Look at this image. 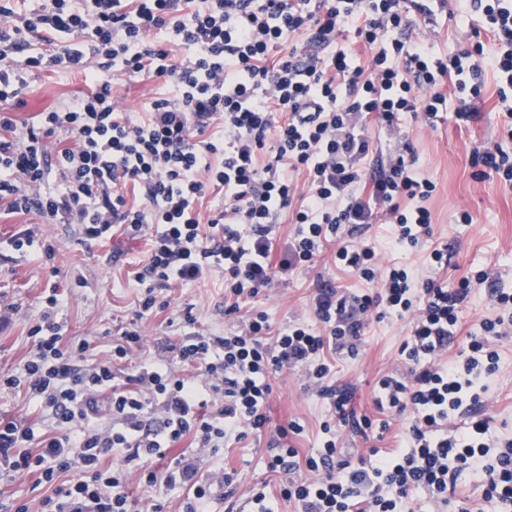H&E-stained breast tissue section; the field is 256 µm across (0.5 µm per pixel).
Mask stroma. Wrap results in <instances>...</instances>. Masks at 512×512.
Wrapping results in <instances>:
<instances>
[{"label":"stroma","mask_w":512,"mask_h":512,"mask_svg":"<svg viewBox=\"0 0 512 512\" xmlns=\"http://www.w3.org/2000/svg\"><path fill=\"white\" fill-rule=\"evenodd\" d=\"M486 90L478 109L477 122L464 125L447 119L437 128H429L412 115H404L394 133H381L382 148L394 142H410L418 170L433 180L436 190L426 202L432 217L429 246L402 250L394 245L392 225L376 223L367 236L376 252L377 263L387 267L400 263L437 281L455 286L469 271L491 270L506 287L512 288V190L473 176L470 151L480 142L495 138L499 116L495 109V81L486 77ZM86 85L80 76L65 73H36L20 96L16 108L22 120H34L39 113L62 106L82 94ZM166 91L153 80H124L115 92L119 110L145 111L151 98ZM468 212L470 223L456 221L459 212ZM24 223L19 219L0 221V368L17 367L31 348L28 330L37 317L45 288L57 286L65 298L58 319L69 336H87L94 342V357L104 356L112 346L119 328L138 323L144 334L143 356L152 357L158 344L176 341L182 334V314L191 309L195 328L200 332L222 334L231 323L224 315V280L214 275L202 284L173 285L156 289L158 308L145 319H137L139 285L135 274L146 261L147 238H129L115 233L104 244L81 242L74 224H47L46 236L60 241L61 248L53 266L43 264L37 251L19 254L6 241ZM448 248L447 267L432 270L430 249ZM335 243H326L313 266L288 275L276 288L260 295L256 303L266 311L274 326L309 315L318 283L338 290L358 291L366 284L348 270L337 267ZM408 324L395 318L370 320L359 356L336 366L337 384H354V402L360 412L376 417L373 389L378 376L400 368L399 348L406 339ZM502 367L491 382L486 413L494 419L495 430L512 436V338L500 344ZM272 424L299 420L304 431L293 444L301 453L318 447L320 425L330 417L325 400L304 388L299 376L279 377L274 396L267 408ZM264 444L248 438L226 454L208 458L203 473L232 468L246 481L265 478Z\"/></svg>","instance_id":"obj_1"}]
</instances>
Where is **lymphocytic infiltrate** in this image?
Returning a JSON list of instances; mask_svg holds the SVG:
<instances>
[{"label": "lymphocytic infiltrate", "mask_w": 512, "mask_h": 512, "mask_svg": "<svg viewBox=\"0 0 512 512\" xmlns=\"http://www.w3.org/2000/svg\"><path fill=\"white\" fill-rule=\"evenodd\" d=\"M0 0V212L78 225L98 243L123 229L150 241L137 272L149 313L167 283L224 278V313L239 312L310 266L336 241V262L374 293L318 286L314 322L273 327L252 311L223 335L187 334L161 344L155 360L126 369L142 348L137 328L121 332L106 357L67 337L56 289L29 328L32 346L0 393L38 398L44 416H0V467L48 488L39 512H165L186 490L181 512H512V437L495 435L485 396L500 370L497 341L512 335V289L489 270L448 287L404 267L380 273L372 247L354 244L377 213L395 242L419 248L431 237L427 199L410 144L378 168L373 128L404 114L436 127L444 112L476 120L485 73L496 80L497 138L475 146V177L512 189V0H40L19 12ZM477 15L472 48L436 55L415 18ZM165 41H155V34ZM82 75L88 87L62 107L18 121L15 102L35 72ZM154 78L170 90L146 115L116 111L119 80ZM456 108H449V99ZM303 174L306 191L291 179ZM138 191L128 200L125 189ZM224 194L217 214L207 198ZM291 210L296 235L276 244L274 224ZM486 286L490 313L463 330L472 285ZM409 319L400 347L405 370L381 375L379 413H410L396 448L346 449L367 437L355 389L337 385L336 362L355 358L370 314ZM456 355H449V348ZM300 374L326 399L320 448L300 455L297 421L270 427L275 376ZM267 435L265 467L278 488L242 486L235 471L197 477L204 456L248 436ZM191 440L195 453L174 454ZM148 488L133 499L130 474ZM480 477V503L460 504L461 476Z\"/></svg>", "instance_id": "lymphocytic-infiltrate-1"}]
</instances>
